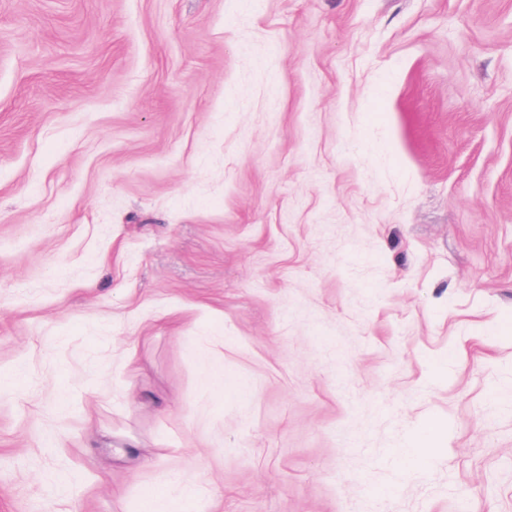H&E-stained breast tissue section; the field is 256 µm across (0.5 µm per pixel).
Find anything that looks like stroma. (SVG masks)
<instances>
[{
	"instance_id": "35a3bbf8",
	"label": "stroma",
	"mask_w": 512,
	"mask_h": 512,
	"mask_svg": "<svg viewBox=\"0 0 512 512\" xmlns=\"http://www.w3.org/2000/svg\"><path fill=\"white\" fill-rule=\"evenodd\" d=\"M1 381L0 512H512V0H0Z\"/></svg>"
}]
</instances>
